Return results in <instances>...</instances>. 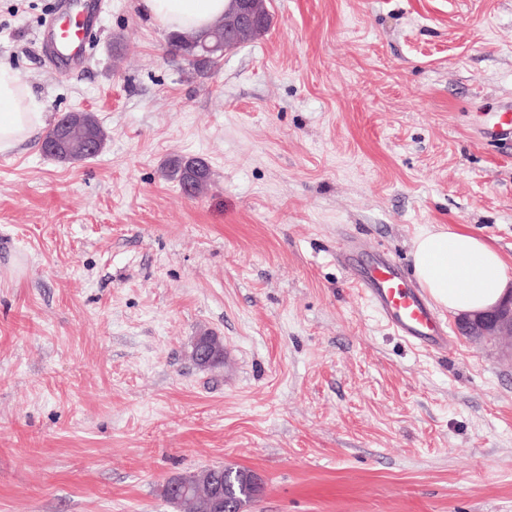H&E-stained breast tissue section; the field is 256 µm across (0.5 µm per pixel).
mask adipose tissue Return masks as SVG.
<instances>
[{"instance_id": "1", "label": "adipose tissue", "mask_w": 512, "mask_h": 512, "mask_svg": "<svg viewBox=\"0 0 512 512\" xmlns=\"http://www.w3.org/2000/svg\"><path fill=\"white\" fill-rule=\"evenodd\" d=\"M230 0H140L142 14L167 32L202 31ZM42 123L33 95L9 66L0 65V155L14 152ZM410 257L413 273L433 302L451 312L481 311L507 293L512 275L500 252L482 238L444 228L420 231Z\"/></svg>"}]
</instances>
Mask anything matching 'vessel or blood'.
<instances>
[{
  "label": "vessel or blood",
  "instance_id": "1",
  "mask_svg": "<svg viewBox=\"0 0 512 512\" xmlns=\"http://www.w3.org/2000/svg\"><path fill=\"white\" fill-rule=\"evenodd\" d=\"M71 0H58L46 34L45 48L50 57L84 62L88 59L87 35L93 29L95 13L72 12ZM358 246L349 241L339 257L349 269L354 287L392 331L417 347L444 352L448 349V325L432 308L420 288L409 282L390 255L376 251L368 257L357 254Z\"/></svg>",
  "mask_w": 512,
  "mask_h": 512
}]
</instances>
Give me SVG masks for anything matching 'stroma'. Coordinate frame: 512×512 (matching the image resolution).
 Masks as SVG:
<instances>
[{"label":"stroma","instance_id":"35a3bbf8","mask_svg":"<svg viewBox=\"0 0 512 512\" xmlns=\"http://www.w3.org/2000/svg\"><path fill=\"white\" fill-rule=\"evenodd\" d=\"M55 0H0V63L44 112L0 156V512H177L173 476L256 473L248 512H512V362L448 316L396 336L336 254L410 268L425 227L512 269V0H266L207 73L138 0H101L95 53L49 66ZM94 112L73 164L45 126ZM205 159L185 196L164 174ZM220 336L228 365L190 357ZM82 115L83 117L81 122L74 124L68 130L70 146L67 150L58 149L55 151L53 149V151H55L53 152L51 149L60 134L64 116L58 118L57 121L46 130L41 142L43 144L44 152L48 154L46 156H49L59 162L71 163L74 161L72 159V154L77 151V146L84 141H86L82 148V155L84 158L96 156L98 151L101 152L104 149L107 141V134L98 119L92 113H83ZM91 139L98 142L99 148L97 143L95 141H91ZM210 174L209 164L200 157L177 158L169 163L168 176L178 182L182 192L186 185L199 192L208 184Z\"/></svg>","mask_w":512,"mask_h":512}]
</instances>
